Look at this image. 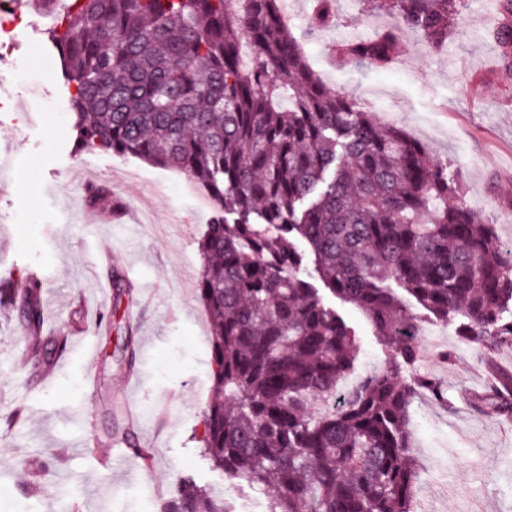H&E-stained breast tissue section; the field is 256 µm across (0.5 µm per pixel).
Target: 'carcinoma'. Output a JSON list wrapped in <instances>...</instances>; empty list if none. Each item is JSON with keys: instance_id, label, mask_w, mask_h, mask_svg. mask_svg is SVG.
<instances>
[{"instance_id": "obj_1", "label": "carcinoma", "mask_w": 512, "mask_h": 512, "mask_svg": "<svg viewBox=\"0 0 512 512\" xmlns=\"http://www.w3.org/2000/svg\"><path fill=\"white\" fill-rule=\"evenodd\" d=\"M458 0H362L398 25L337 46L385 65L401 29L448 41ZM51 42L74 117L73 150L133 157L187 174L213 217L199 242L197 296L211 323L203 453L265 492L268 512H415L408 410L445 400L420 357L417 321L391 283L484 352L495 386L477 396L512 418V249L461 199L447 165L357 100L328 89L285 19L284 0H72ZM494 33L512 58V0ZM359 309L391 349L352 387L355 332L305 278ZM46 370L66 337L42 336L41 289L0 280ZM164 512H234L185 479Z\"/></svg>"}]
</instances>
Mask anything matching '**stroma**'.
Here are the masks:
<instances>
[{"label": "stroma", "instance_id": "1", "mask_svg": "<svg viewBox=\"0 0 512 512\" xmlns=\"http://www.w3.org/2000/svg\"><path fill=\"white\" fill-rule=\"evenodd\" d=\"M495 0H460L447 43L400 35L387 68L340 64L333 45L395 26V17L341 0L316 23L314 0H289L288 26L332 90L353 95L383 124L424 144L458 175L464 201L512 242V65L488 32ZM31 83L0 85V279L41 277L44 334L80 340L50 379L23 364L30 343L18 311L0 307V512H162L184 477L267 512L259 490L215 470L199 438L211 394L210 322L195 288L198 241L212 217L185 189L187 175L135 158L76 154L60 62L40 17L24 14L11 44ZM121 202L124 223L89 225L92 208ZM111 261L98 262L102 250ZM360 346L350 380L383 366L389 349L366 316L325 294ZM427 335L406 379L424 375L445 402L410 412L416 497L430 512H512V420L471 401L488 387L481 352L460 342L411 296ZM112 311L107 333L95 326ZM131 399L135 420L124 414Z\"/></svg>", "mask_w": 512, "mask_h": 512}]
</instances>
